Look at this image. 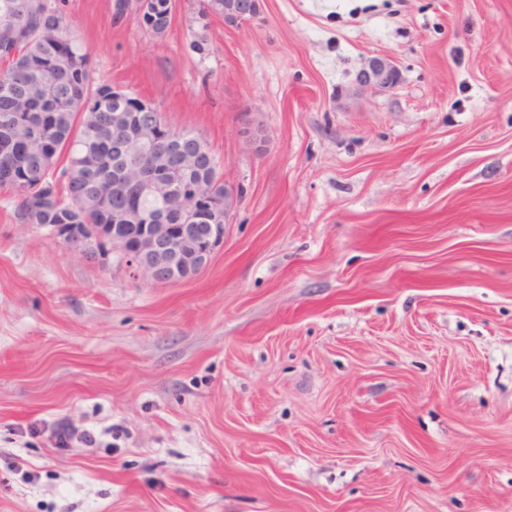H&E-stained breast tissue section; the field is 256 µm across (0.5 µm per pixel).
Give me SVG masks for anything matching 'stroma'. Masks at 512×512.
Masks as SVG:
<instances>
[{
	"mask_svg": "<svg viewBox=\"0 0 512 512\" xmlns=\"http://www.w3.org/2000/svg\"><path fill=\"white\" fill-rule=\"evenodd\" d=\"M57 4L239 197L154 284L0 188V512H512V0ZM172 0H146L137 1V11L142 15V22L144 26L152 30L154 33H162V35L171 26L177 9V1L175 0V8H173ZM173 8V11H172ZM172 11V13H171ZM171 13V17H170ZM170 18V21H169ZM169 23V24H168ZM166 28V29H165ZM147 33L153 36L156 35L152 31L144 29ZM199 13L224 20L225 26H238L257 18L261 12V0H200ZM208 17V18H209ZM207 18V19H208ZM400 81V73L397 65L388 58H373L368 69L361 77V82L367 86L379 90L394 89Z\"/></svg>",
	"mask_w": 512,
	"mask_h": 512,
	"instance_id": "stroma-1",
	"label": "stroma"
}]
</instances>
